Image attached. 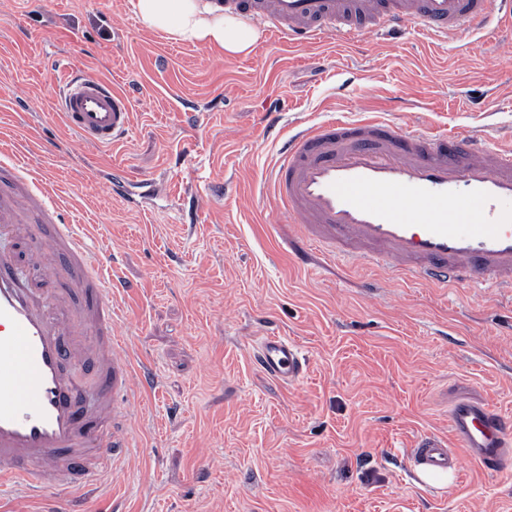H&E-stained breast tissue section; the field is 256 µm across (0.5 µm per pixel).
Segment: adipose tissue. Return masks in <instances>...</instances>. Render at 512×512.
<instances>
[{"label": "adipose tissue", "instance_id": "1", "mask_svg": "<svg viewBox=\"0 0 512 512\" xmlns=\"http://www.w3.org/2000/svg\"><path fill=\"white\" fill-rule=\"evenodd\" d=\"M150 29L176 41L201 44L226 57L249 54L259 39L256 26L225 14L216 0H129Z\"/></svg>", "mask_w": 512, "mask_h": 512}]
</instances>
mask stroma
<instances>
[{"label": "stroma", "instance_id": "35a3bbf8", "mask_svg": "<svg viewBox=\"0 0 512 512\" xmlns=\"http://www.w3.org/2000/svg\"><path fill=\"white\" fill-rule=\"evenodd\" d=\"M504 37L412 24L296 46L265 31L230 59L147 28L126 0H0V139L111 252L115 332L154 377L126 403L130 450L91 488L18 490L0 512H512V456L493 471L462 457L445 488L412 460L421 439L451 440L457 401L512 418V290L395 283L268 222L278 146L264 131L272 111L287 131L380 112L511 144ZM67 60L131 93L128 140L68 132L53 104ZM118 170L135 204L113 196ZM272 328L308 355L302 383L254 363Z\"/></svg>", "mask_w": 512, "mask_h": 512}]
</instances>
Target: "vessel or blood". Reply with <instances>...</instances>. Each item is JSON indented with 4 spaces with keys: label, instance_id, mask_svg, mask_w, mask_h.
<instances>
[{
    "label": "vessel or blood",
    "instance_id": "vessel-or-blood-1",
    "mask_svg": "<svg viewBox=\"0 0 512 512\" xmlns=\"http://www.w3.org/2000/svg\"><path fill=\"white\" fill-rule=\"evenodd\" d=\"M289 43L422 24L448 38L512 24V0H220ZM55 108L84 142L127 139L133 103L86 70L58 69ZM271 222L300 225L308 241L351 263L387 266L432 285L495 282L512 288V147L437 127L402 129L369 113L330 119L286 137L268 173ZM65 217L52 184L0 146V497L24 486L90 481L128 446L122 403L143 381L114 330L111 256ZM262 371L301 382L309 360L275 332L253 346ZM452 441L422 439L414 462L460 471L457 448L492 467L512 454V421L487 404L458 403Z\"/></svg>",
    "mask_w": 512,
    "mask_h": 512
}]
</instances>
